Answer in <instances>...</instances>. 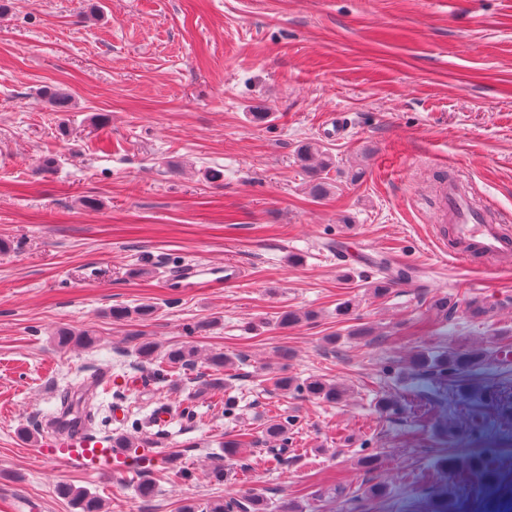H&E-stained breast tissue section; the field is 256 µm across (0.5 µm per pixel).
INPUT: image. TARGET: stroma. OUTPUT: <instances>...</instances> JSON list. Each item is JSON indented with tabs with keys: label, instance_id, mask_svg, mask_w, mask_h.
<instances>
[{
	"label": "stroma",
	"instance_id": "obj_1",
	"mask_svg": "<svg viewBox=\"0 0 512 512\" xmlns=\"http://www.w3.org/2000/svg\"><path fill=\"white\" fill-rule=\"evenodd\" d=\"M0 2V238L11 244L0 253V512L23 500L76 512L65 484L107 512L253 495L295 512H502L512 253L456 257L455 227L434 222L431 203L449 172L491 222L512 226V0ZM47 86L66 89L72 111H53ZM336 112L340 138L327 132ZM310 139L336 159L322 199L296 160ZM355 167L365 176L354 184ZM384 257L419 275L377 298L365 280ZM227 262L243 279L217 274ZM186 264L199 269L191 288L174 283ZM345 294L349 316L336 310ZM443 296L494 310L448 317L430 308ZM146 300L153 321H112V306ZM285 309L313 317L283 330ZM61 326L99 341L57 350ZM137 335L230 356L235 416L201 391L206 368L138 367ZM473 345L511 359L449 389L403 368L417 350ZM284 350L290 375L338 380L346 399L272 390L265 377ZM104 370L99 401L121 418L95 436L140 422L123 473H89L40 446L61 396ZM384 395L407 401L385 414ZM162 407L172 419L160 428ZM274 415L294 421L277 461L262 436ZM241 430L252 445L225 459Z\"/></svg>",
	"mask_w": 512,
	"mask_h": 512
}]
</instances>
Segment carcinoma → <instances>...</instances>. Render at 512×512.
I'll return each mask as SVG.
<instances>
[{
  "label": "carcinoma",
  "mask_w": 512,
  "mask_h": 512,
  "mask_svg": "<svg viewBox=\"0 0 512 512\" xmlns=\"http://www.w3.org/2000/svg\"><path fill=\"white\" fill-rule=\"evenodd\" d=\"M41 97L59 112H67L72 107V99L68 92L58 87H48L41 91ZM299 161L309 177V193L315 198H322L329 194L332 183L329 173L335 168L333 155L319 141H308L301 145L298 153ZM492 307L478 297L464 299V313L472 319L487 316ZM157 307L151 302H144L134 307L115 306L110 315L116 322L148 321L154 318ZM311 318L309 313H300L293 309L283 310L276 317V325L281 329H292ZM95 335L88 331H75L69 328H59L53 335V345L59 350L73 345L91 348L95 345ZM132 355L140 365L151 364L158 358V346L151 341L136 343ZM165 360L182 368H193L198 362H203L211 371L206 382V388L221 391L226 386L224 372L230 369L231 359L222 352L211 351L201 353L196 347L181 345L173 346L164 353ZM289 352L280 354L277 371L269 377L273 390L288 393L297 391L308 397L328 403H337L346 395L344 386L333 380L318 376H310L302 381L288 374ZM490 358V351L486 348L448 350L430 353L418 350L410 355L406 361V368L412 373L426 378L427 383L445 387L458 378L465 377L481 370ZM93 394L81 392L74 397L64 400V413L74 416V424L92 427L95 414L92 413ZM291 419L280 415L269 418L263 428L264 436L273 444L280 443L285 446V437ZM252 444L250 434L240 433L237 437L224 441V456L231 458L238 454L239 449ZM61 494L71 499L78 508V512H104L102 500L95 494L84 489L72 486L61 489ZM208 512H236L243 509L245 512H265L266 505L259 497H252L243 503L235 497L225 500H215L205 506Z\"/></svg>",
  "instance_id": "carcinoma-1"
}]
</instances>
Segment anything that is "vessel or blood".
Wrapping results in <instances>:
<instances>
[{
    "mask_svg": "<svg viewBox=\"0 0 512 512\" xmlns=\"http://www.w3.org/2000/svg\"><path fill=\"white\" fill-rule=\"evenodd\" d=\"M441 207L449 211L456 224L460 255H467L471 244L488 257L512 251V236L503 233L500 225L486 221L468 192L456 183H449L447 194L441 197ZM48 445L67 462L88 470L109 472L124 460L120 449L90 440L82 432L58 433L49 439Z\"/></svg>",
    "mask_w": 512,
    "mask_h": 512,
    "instance_id": "b4317fda",
    "label": "vessel or blood"
}]
</instances>
